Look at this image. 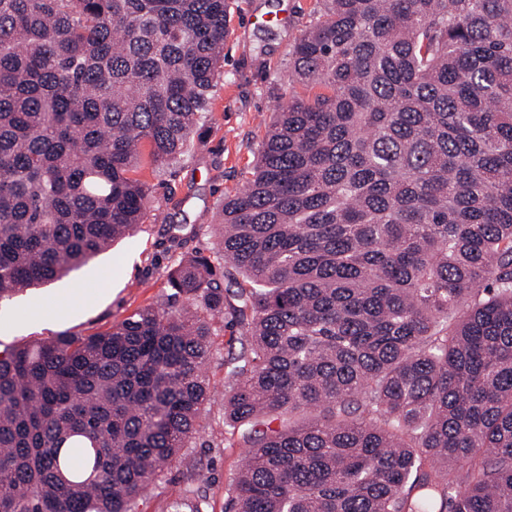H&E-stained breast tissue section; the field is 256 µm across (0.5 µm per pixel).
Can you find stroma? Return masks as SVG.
<instances>
[{
  "mask_svg": "<svg viewBox=\"0 0 512 512\" xmlns=\"http://www.w3.org/2000/svg\"><path fill=\"white\" fill-rule=\"evenodd\" d=\"M318 9L319 0H231V35L224 46V75L212 92L211 121L175 167L143 166L141 177L153 188L147 219L133 236L81 270L21 292L0 307V315L13 321L12 329L0 332L1 344L103 331L168 297L165 271L180 253L214 248L224 199L241 189L273 113L288 100L290 52ZM175 224L182 225L181 234H173ZM226 341L217 336L205 368L213 398L201 429L143 512H160L191 483L206 493L209 512H224L227 489L244 458L224 424ZM190 471L195 474L191 483L186 480Z\"/></svg>",
  "mask_w": 512,
  "mask_h": 512,
  "instance_id": "35a3bbf8",
  "label": "stroma"
}]
</instances>
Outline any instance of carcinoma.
<instances>
[{"label":"carcinoma","instance_id":"cac0c4a2","mask_svg":"<svg viewBox=\"0 0 512 512\" xmlns=\"http://www.w3.org/2000/svg\"><path fill=\"white\" fill-rule=\"evenodd\" d=\"M229 0H0V303L144 223L211 121ZM209 254L0 347V512H140L200 431L224 512H512V0H324ZM188 488L164 512H208ZM224 334V335H223ZM230 331L216 336L215 351L205 371L213 387V398L201 417V429L191 447L173 462L142 512H159L166 502L181 497L187 488V469L194 468V487H200L210 504L209 512H224L227 489L243 458L244 449L231 447L229 427L224 426V346ZM193 466V467H191Z\"/></svg>","mask_w":512,"mask_h":512}]
</instances>
